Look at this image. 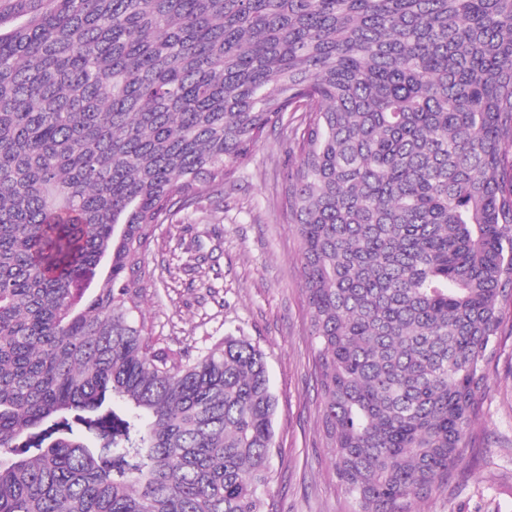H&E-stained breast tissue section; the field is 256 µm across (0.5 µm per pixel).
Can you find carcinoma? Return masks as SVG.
Returning <instances> with one entry per match:
<instances>
[{"mask_svg":"<svg viewBox=\"0 0 512 512\" xmlns=\"http://www.w3.org/2000/svg\"><path fill=\"white\" fill-rule=\"evenodd\" d=\"M287 115L339 484L448 477L512 303V0H0V512H264L265 357L156 347L143 253Z\"/></svg>","mask_w":512,"mask_h":512,"instance_id":"cac0c4a2","label":"carcinoma"}]
</instances>
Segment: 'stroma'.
Segmentation results:
<instances>
[{
    "mask_svg": "<svg viewBox=\"0 0 512 512\" xmlns=\"http://www.w3.org/2000/svg\"><path fill=\"white\" fill-rule=\"evenodd\" d=\"M287 172L283 125L223 192L206 193L183 223L157 225L142 309L158 346L196 356L238 336L264 353L277 400L265 512H354L322 430L301 241L279 206ZM413 512H512V306L463 455L444 484L414 498Z\"/></svg>",
    "mask_w": 512,
    "mask_h": 512,
    "instance_id": "stroma-1",
    "label": "stroma"
}]
</instances>
